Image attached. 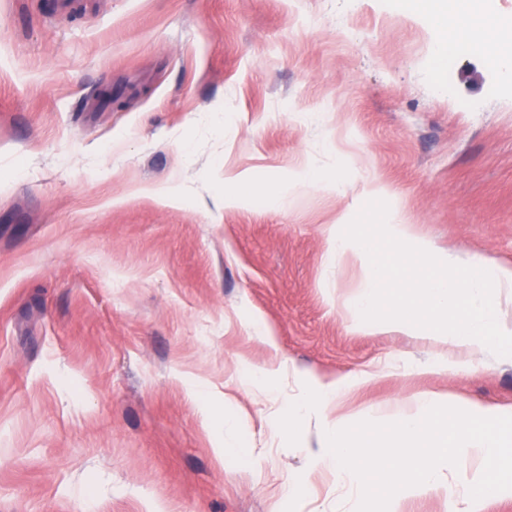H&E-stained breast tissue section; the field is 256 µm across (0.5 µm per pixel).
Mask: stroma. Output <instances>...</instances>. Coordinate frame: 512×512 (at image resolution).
I'll return each instance as SVG.
<instances>
[{
	"label": "stroma",
	"mask_w": 512,
	"mask_h": 512,
	"mask_svg": "<svg viewBox=\"0 0 512 512\" xmlns=\"http://www.w3.org/2000/svg\"><path fill=\"white\" fill-rule=\"evenodd\" d=\"M441 40L412 0H0V512H336L319 413L295 446L270 427L311 375L372 374L358 421L425 391L512 406V366L416 369L440 350L387 325L411 271L354 327L358 270L328 264L400 206L512 266V78L481 43L440 70ZM166 183L180 204L132 194ZM316 171V163H309L305 173L289 186L287 193L277 197L276 201L281 205L290 204L298 195L308 191L314 185Z\"/></svg>",
	"instance_id": "stroma-1"
}]
</instances>
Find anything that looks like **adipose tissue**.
I'll return each mask as SVG.
<instances>
[{"instance_id":"1","label":"adipose tissue","mask_w":512,"mask_h":512,"mask_svg":"<svg viewBox=\"0 0 512 512\" xmlns=\"http://www.w3.org/2000/svg\"><path fill=\"white\" fill-rule=\"evenodd\" d=\"M431 9L438 24L455 27L460 38L484 37L479 0H456L451 7L444 0H434ZM463 14L471 16V24L460 25L459 17ZM375 236L390 245L394 253L412 256L417 266L432 261L450 272L444 279L427 276L416 280L421 297L419 305L391 302V322L395 328H417L418 324L433 321L435 316L464 303L469 314L459 322L455 332L425 333L426 344L444 349L449 369L460 372L475 368L492 370L512 361V331L500 327L488 300L490 289L512 288V267H489L476 257L464 260L449 253H435L430 243L417 235L408 214L399 207L390 211L384 223L376 225ZM331 258L340 266L355 264L360 271L354 297L336 300L350 319L374 303L382 284L394 271L393 265L377 250L369 248L360 236H336Z\"/></svg>"}]
</instances>
